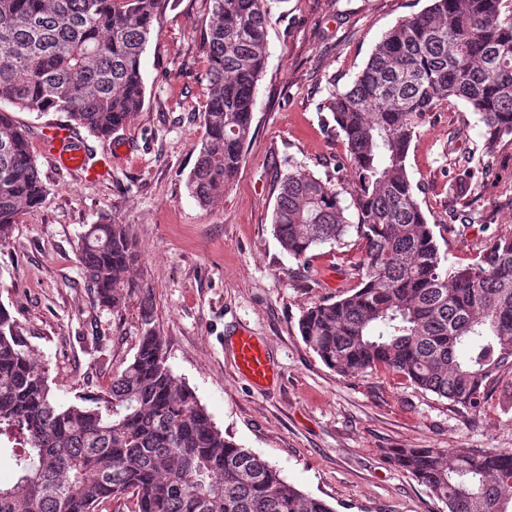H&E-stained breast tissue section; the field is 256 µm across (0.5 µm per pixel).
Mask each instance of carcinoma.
Here are the masks:
<instances>
[{"mask_svg":"<svg viewBox=\"0 0 512 512\" xmlns=\"http://www.w3.org/2000/svg\"><path fill=\"white\" fill-rule=\"evenodd\" d=\"M170 0H0V242L47 195L13 110L63 112L105 143L142 110L141 59ZM205 32V133L188 189L202 208L233 183L250 137L267 58L266 0H212ZM466 104L484 126L483 153L512 141V0H431L375 44L333 91L324 121L343 134L353 186L304 169L278 183L272 229L307 263L356 237L359 283L309 308L304 343L340 376L395 372L476 416L512 370V235L480 260L442 252L407 170L431 113ZM349 195L345 200L343 195ZM77 252L93 303L117 312L140 257L126 224H91ZM132 362L92 397L58 401L48 371L0 305V442L16 480L0 512H335L260 453L224 436L166 365L152 301ZM448 512H508L512 449L389 448Z\"/></svg>","mask_w":512,"mask_h":512,"instance_id":"obj_1","label":"carcinoma"}]
</instances>
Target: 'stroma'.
<instances>
[{
    "label": "stroma",
    "instance_id": "35a3bbf8",
    "mask_svg": "<svg viewBox=\"0 0 512 512\" xmlns=\"http://www.w3.org/2000/svg\"><path fill=\"white\" fill-rule=\"evenodd\" d=\"M429 0H268V56L252 135L234 183L210 209L187 187L204 135L203 36L211 0H170L142 56L145 102L110 143L83 135L86 171L58 168L42 144L68 119L16 112L48 193L0 245V305L69 403L106 387L133 359L151 298L165 358L217 427L261 453L288 481L335 512H445L444 504L385 456L388 448H512V395L496 390L478 417L392 373L342 377L303 342L308 308L356 285V247L316 250L301 267L272 232L276 182L295 162L351 180L344 137L328 133L322 107L348 87L375 44ZM467 135H459L460 126ZM484 127L460 102L432 113L407 169L430 223L445 226L449 262L478 260L489 235L512 233V144L483 152ZM483 168V182L458 181ZM467 218L453 219L456 209ZM130 225L140 249V289L120 311L99 309L76 252L86 225ZM263 340L281 378L260 392L232 355L233 332Z\"/></svg>",
    "mask_w": 512,
    "mask_h": 512
}]
</instances>
